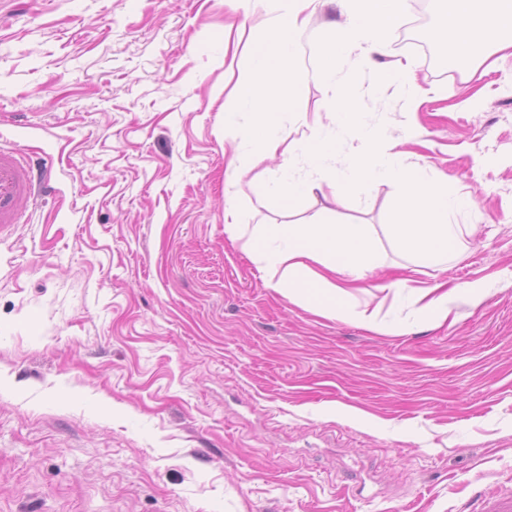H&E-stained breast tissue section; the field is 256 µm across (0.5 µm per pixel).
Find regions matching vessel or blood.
I'll return each mask as SVG.
<instances>
[{"label": "vessel or blood", "mask_w": 512, "mask_h": 512, "mask_svg": "<svg viewBox=\"0 0 512 512\" xmlns=\"http://www.w3.org/2000/svg\"><path fill=\"white\" fill-rule=\"evenodd\" d=\"M49 184L47 170H36L25 156L0 144V231L20 223L22 203H36ZM470 512H512V492L479 497Z\"/></svg>", "instance_id": "vessel-or-blood-1"}]
</instances>
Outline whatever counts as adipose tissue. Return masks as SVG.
<instances>
[{
    "label": "adipose tissue",
    "mask_w": 512,
    "mask_h": 512,
    "mask_svg": "<svg viewBox=\"0 0 512 512\" xmlns=\"http://www.w3.org/2000/svg\"><path fill=\"white\" fill-rule=\"evenodd\" d=\"M431 37L459 57L484 45L496 53L512 50V0H451ZM252 235L261 242L257 258L268 286L298 304L307 301L308 289H318L327 298L318 312L326 317L339 315L336 299L352 297L363 272L381 261L361 224H257ZM396 287L418 312L447 321L448 294L438 285L406 278Z\"/></svg>",
    "instance_id": "adipose-tissue-1"
}]
</instances>
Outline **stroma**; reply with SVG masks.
I'll return each instance as SVG.
<instances>
[{"label":"stroma","instance_id":"obj_1","mask_svg":"<svg viewBox=\"0 0 512 512\" xmlns=\"http://www.w3.org/2000/svg\"><path fill=\"white\" fill-rule=\"evenodd\" d=\"M412 2L381 60L411 64L419 103L369 72L358 94L407 164L475 200L447 271L417 275L456 287L441 324L390 287L397 188L336 189L356 142L331 88L298 100L336 140L320 191L254 192L285 159L225 138L224 106L258 0H0V143L53 187L0 235V512H463L512 491V55L429 57ZM229 206L366 225L383 264L318 315L267 286Z\"/></svg>","mask_w":512,"mask_h":512}]
</instances>
